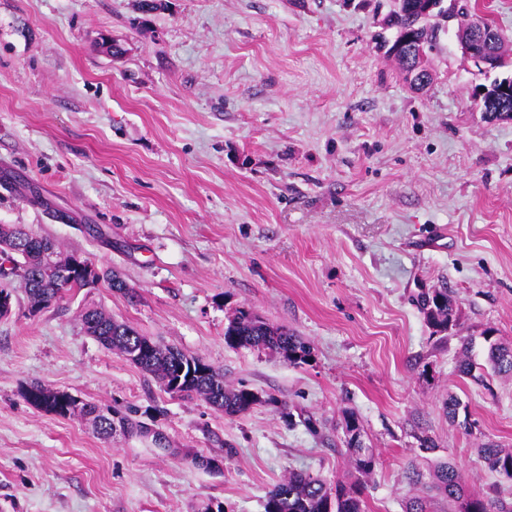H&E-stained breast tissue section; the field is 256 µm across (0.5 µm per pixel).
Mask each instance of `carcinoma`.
<instances>
[{"mask_svg":"<svg viewBox=\"0 0 512 512\" xmlns=\"http://www.w3.org/2000/svg\"><path fill=\"white\" fill-rule=\"evenodd\" d=\"M414 2L419 5L420 22L395 10L384 19V28L394 31V36L391 40H383V47L405 77L411 61L425 64V57L437 48L440 33L448 21V12L426 13V0ZM46 250L56 254V267L44 265L42 254ZM17 252L21 253L17 264L7 272L0 267V278L17 284L33 313L40 312L70 291L93 288L101 281L115 292L133 296V289L112 271L102 270L89 277L83 268L89 260L61 251L52 239L34 234L19 224H0V255L9 260ZM420 304L434 333L447 332L456 325L457 309L448 289L436 288L423 294ZM81 321L85 332L102 347L119 351L130 363L156 379L166 391L177 381L181 395L200 397L226 416L244 414L262 402V398L248 388L228 387L224 384V374L202 358L163 345L127 323L112 319L98 308L86 309ZM484 341L491 370L498 375L512 376V345L500 340L492 328L485 330ZM224 342L232 348L250 346L268 350L294 365L306 364L313 356L308 341L285 326L263 320L245 307L237 309L228 319ZM21 396L31 406L56 416L90 417L99 435H112L111 422L100 414L102 407L85 400L78 405L67 391L29 383L22 386ZM445 410L449 422L467 427V406L457 397L448 396ZM114 414L124 431L145 432L146 427L136 418V409L128 407L123 411L116 410ZM342 430L346 450L354 457L358 473L355 480L338 482L332 487L318 475L291 471L266 495L264 512H364L362 478L374 472L377 456L373 449L363 446L362 428L355 413L344 417ZM478 454L488 469L512 480V448L484 444ZM434 479L431 489L448 500V512H512V503L467 487L463 474L449 462L438 466Z\"/></svg>","mask_w":512,"mask_h":512,"instance_id":"1","label":"carcinoma"}]
</instances>
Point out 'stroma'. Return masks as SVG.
Returning a JSON list of instances; mask_svg holds the SVG:
<instances>
[{"mask_svg": "<svg viewBox=\"0 0 512 512\" xmlns=\"http://www.w3.org/2000/svg\"><path fill=\"white\" fill-rule=\"evenodd\" d=\"M138 6L0 0V224L134 290L102 283L34 315L15 294L0 319V512H263L290 471L350 479L347 410L379 458L367 512H404L408 466L442 461L511 503L477 450L512 448V376L480 384L458 364L467 338L484 361L487 329L512 341V118L472 103L512 66H477L452 20L426 61L433 84L412 91L381 46L395 0ZM435 288L458 309L437 336L415 303ZM90 305L262 404L228 417L164 392L85 334ZM242 306L309 340L312 361L228 347ZM31 382L134 406L168 447L38 410L19 392ZM451 394L470 429L448 422Z\"/></svg>", "mask_w": 512, "mask_h": 512, "instance_id": "obj_1", "label": "stroma"}]
</instances>
